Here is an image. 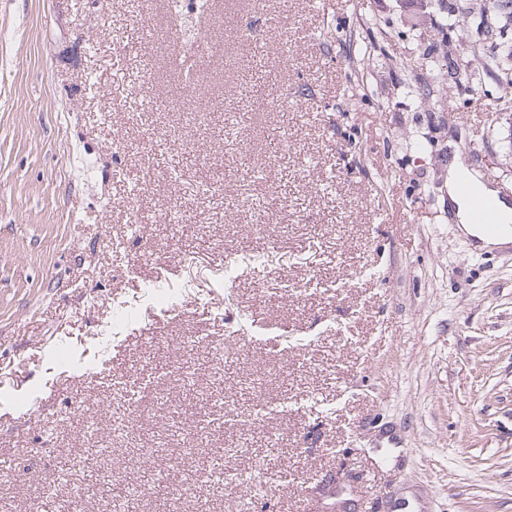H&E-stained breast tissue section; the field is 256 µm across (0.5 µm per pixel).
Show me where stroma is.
<instances>
[{
    "label": "stroma",
    "instance_id": "35a3bbf8",
    "mask_svg": "<svg viewBox=\"0 0 512 512\" xmlns=\"http://www.w3.org/2000/svg\"><path fill=\"white\" fill-rule=\"evenodd\" d=\"M475 2L211 0L190 112L167 0H0V512H512V247L448 209L454 161L512 198Z\"/></svg>",
    "mask_w": 512,
    "mask_h": 512
}]
</instances>
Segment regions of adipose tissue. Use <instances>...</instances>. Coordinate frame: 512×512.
Wrapping results in <instances>:
<instances>
[{
  "instance_id": "1",
  "label": "adipose tissue",
  "mask_w": 512,
  "mask_h": 512,
  "mask_svg": "<svg viewBox=\"0 0 512 512\" xmlns=\"http://www.w3.org/2000/svg\"><path fill=\"white\" fill-rule=\"evenodd\" d=\"M463 182L481 186L483 194L495 198L500 220L496 233H486L476 222L467 201L458 192V186ZM448 198L455 208L462 231L476 242L478 248L489 251L512 243V200L500 195L497 189L482 186L480 178L473 171L455 162L448 167Z\"/></svg>"
}]
</instances>
